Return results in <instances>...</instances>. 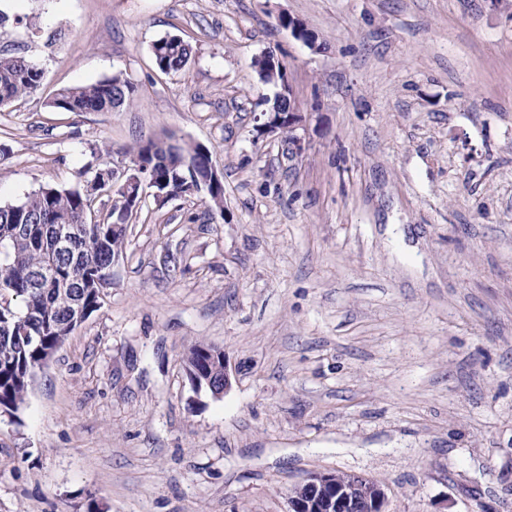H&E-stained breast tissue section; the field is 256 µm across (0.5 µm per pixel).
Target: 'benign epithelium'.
Here are the masks:
<instances>
[{
    "label": "benign epithelium",
    "instance_id": "obj_1",
    "mask_svg": "<svg viewBox=\"0 0 512 512\" xmlns=\"http://www.w3.org/2000/svg\"><path fill=\"white\" fill-rule=\"evenodd\" d=\"M283 24L295 38L315 46V36L300 20L288 16L283 18ZM266 59L267 74L261 75V80L278 88L275 99L279 103H288V111L274 109L264 112L266 120L259 126L260 136H277L289 128L294 131L289 139L292 153L300 155L305 146L297 130L302 126L303 117L291 104L287 81H278V73L284 70L283 62L275 55L268 54ZM119 178L126 188H139L145 182L157 188L163 186L151 176L150 171L138 165H130L121 172L112 171V180ZM289 503V512H385L386 493L382 486L360 474L315 472L293 489Z\"/></svg>",
    "mask_w": 512,
    "mask_h": 512
}]
</instances>
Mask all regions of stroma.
<instances>
[{"label":"stroma","mask_w":512,"mask_h":512,"mask_svg":"<svg viewBox=\"0 0 512 512\" xmlns=\"http://www.w3.org/2000/svg\"><path fill=\"white\" fill-rule=\"evenodd\" d=\"M0 11V48L45 72L0 108V205L165 136L224 176L220 213L145 188L100 309L0 414V512H288L320 471L379 483L386 512H512V0ZM167 35L193 46L177 73L154 65ZM267 51L298 156L256 132ZM116 72L132 105L48 108ZM198 343L223 350L225 394L190 385Z\"/></svg>","instance_id":"35a3bbf8"}]
</instances>
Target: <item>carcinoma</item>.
<instances>
[{"label": "carcinoma", "mask_w": 512, "mask_h": 512, "mask_svg": "<svg viewBox=\"0 0 512 512\" xmlns=\"http://www.w3.org/2000/svg\"><path fill=\"white\" fill-rule=\"evenodd\" d=\"M192 46L178 36L157 40L152 47L155 66L163 73L181 71L189 62ZM44 73L32 61L0 53V108L20 96L37 93ZM136 87L117 74L95 83L59 90L48 102L53 112L79 114L110 112L134 100ZM130 162L149 168L164 180L172 193L168 199L195 194L205 175L210 150L201 144L174 147L147 140L128 151ZM84 185L72 188L41 187L17 204L0 205V292L19 299L22 306H0V413L16 416L42 366L68 336L100 306L101 289L108 280L112 261L125 247L127 225L136 210L129 208L130 190L118 187V200L104 221L82 224L71 236L70 248L57 253V234L71 224H81L87 202ZM53 266L51 278L35 285L32 276ZM83 303L77 316L71 301ZM29 335L18 334L20 328ZM224 352L195 344L184 360L189 382L206 379L214 367V355Z\"/></svg>", "instance_id": "cac0c4a2"}]
</instances>
